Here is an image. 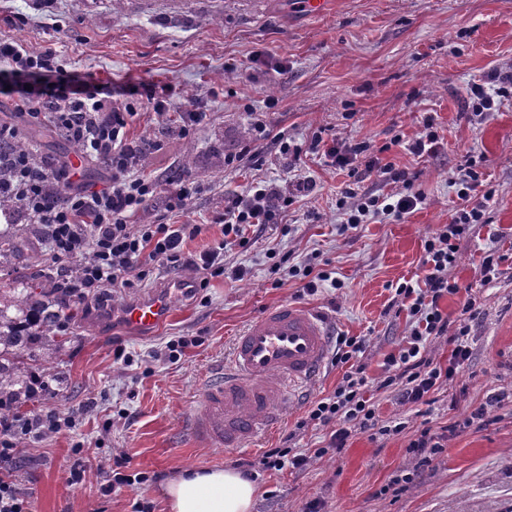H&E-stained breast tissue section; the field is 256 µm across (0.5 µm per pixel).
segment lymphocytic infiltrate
Returning a JSON list of instances; mask_svg holds the SVG:
<instances>
[{
	"mask_svg": "<svg viewBox=\"0 0 512 512\" xmlns=\"http://www.w3.org/2000/svg\"><path fill=\"white\" fill-rule=\"evenodd\" d=\"M0 63L10 69L9 77L0 80V97L13 100L16 111L30 119H50L59 134L111 175L107 185L95 190L75 181L68 163L47 161L31 149L14 154L0 151V199L14 203L26 223L44 226L53 259L77 266V274L65 281L64 287L67 296L80 304H87L97 289L129 285L145 256L161 266H184L213 277L224 275L225 249L245 246L249 229L261 230L276 223L293 203L292 196L270 185L252 184L225 206L220 240L200 254L186 252L185 242L201 233L200 225L133 223L157 194H165L168 211L181 212L194 192L190 176H182L163 190L142 172L140 160L155 144L133 136V104L118 105L111 85L59 65L56 52L50 49L33 53L18 41L0 40ZM467 99L474 114L497 109L504 100L512 99V73L489 72L484 82L469 85ZM278 144L281 155L291 160H299L302 152L308 151L323 156L331 166L348 170L351 181L338 200L342 229H354L378 217L398 221L423 202L408 172L367 159L366 144L330 143L319 133L304 148L284 137ZM374 173L392 184L391 193H358L357 184ZM493 196L492 190L485 189L482 202L459 208L450 223L426 241L421 283L405 281L395 289L396 296L409 303L412 329L406 346L386 357L388 375L383 384L398 385L404 403H430L435 392L453 382L470 356L467 326L450 330L439 302L459 292L458 283L450 276L458 260L459 242L471 225L485 223L487 203ZM442 336L452 346L444 366L427 356L428 343ZM337 344L335 361L347 368L343 380L334 392L312 402L307 411L310 421L332 428L325 447L313 453L318 457L331 449L342 450L353 427L365 428L375 420L374 405L367 396L369 382L363 367L356 363L366 349V339L341 336ZM61 427L60 418L51 411L24 419L1 416L0 466L12 465L18 433L39 438Z\"/></svg>",
	"mask_w": 512,
	"mask_h": 512,
	"instance_id": "1",
	"label": "lymphocytic infiltrate"
}]
</instances>
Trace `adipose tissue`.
<instances>
[{"label": "adipose tissue", "mask_w": 512, "mask_h": 512, "mask_svg": "<svg viewBox=\"0 0 512 512\" xmlns=\"http://www.w3.org/2000/svg\"><path fill=\"white\" fill-rule=\"evenodd\" d=\"M163 493L167 512H252L256 487L234 469L189 468Z\"/></svg>", "instance_id": "ef3b65f1"}]
</instances>
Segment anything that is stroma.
Listing matches in <instances>:
<instances>
[{
  "mask_svg": "<svg viewBox=\"0 0 512 512\" xmlns=\"http://www.w3.org/2000/svg\"><path fill=\"white\" fill-rule=\"evenodd\" d=\"M0 37L22 41L30 51H60L66 67L91 72L111 83L166 88L167 116L135 118L134 136L157 142L141 166L160 183L191 174L200 191L182 213L164 210V195L136 218L140 224H198L203 231L186 242L196 254L220 239L219 219L228 197L254 182L294 191L313 181L276 225L249 234L245 247L224 253L228 269L248 271L244 280L204 278L189 269L142 261L131 287L111 288L92 312L72 304L62 355H50L64 381L54 395L21 409L72 418L71 426L41 439L17 435L10 479L27 494L30 512H165L163 484L193 467H238L253 462L258 488L253 512H512V101L487 117L468 116L466 87L491 70H512V0H332L323 15L307 14L300 0H0ZM208 112L206 123L181 133L179 115L193 102ZM433 117L440 139L431 155L388 148L392 133L405 140ZM269 137L264 162L252 165L241 149L254 123ZM0 125L16 141L50 161L68 160L90 188L109 180L99 165L48 122L17 115L0 99ZM325 139L368 142L381 162L415 175L424 201L398 221L340 232L336 207L346 171L324 158L286 163L278 137L306 145L315 132ZM236 157L235 166L224 164ZM480 158L495 190L490 220L471 226L460 243L452 274L457 295L441 307L457 317L468 294L478 308L469 319L471 355L452 389L432 405L403 403L397 389L375 391L378 424L406 422L401 434L355 431L342 453L310 458L300 472L265 470L262 454L293 433L292 447H320L328 428L306 423L311 401L334 391L344 366L328 361L323 372L282 422L248 448L194 444L187 432L189 404L211 369L220 364L232 336L267 307L296 302L322 312L336 335L368 340L361 359L369 381L383 379L384 357L404 345L410 327L405 309L393 306L395 286L423 276V246L449 223L461 201L453 180L467 157ZM28 244L12 266L0 267V287L16 276L47 284L54 274L40 235L21 225ZM501 256L498 279L484 283L481 264ZM309 264L330 273L317 292L303 291L291 265ZM178 281L173 314L152 333L128 329L121 308L148 291ZM189 345L179 361L166 359L170 341ZM493 423L463 427L487 395ZM92 403L88 414L74 411ZM445 450L427 465L407 445L418 428L448 420ZM144 482L103 492L116 462ZM411 482L391 490L396 475Z\"/></svg>",
  "mask_w": 512,
  "mask_h": 512,
  "instance_id": "35a3bbf8",
  "label": "stroma"
}]
</instances>
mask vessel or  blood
Segmentation results:
<instances>
[{"mask_svg": "<svg viewBox=\"0 0 512 512\" xmlns=\"http://www.w3.org/2000/svg\"><path fill=\"white\" fill-rule=\"evenodd\" d=\"M178 284L150 290L122 310L132 328L153 330L172 309ZM327 318L284 302L265 311L235 336L224 362L203 379L189 428L197 442L245 448L280 421L289 401L323 368L331 345Z\"/></svg>", "mask_w": 512, "mask_h": 512, "instance_id": "1", "label": "vessel or blood"}]
</instances>
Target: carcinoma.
Wrapping results in <instances>:
<instances>
[{
  "label": "carcinoma",
  "mask_w": 512,
  "mask_h": 512,
  "mask_svg": "<svg viewBox=\"0 0 512 512\" xmlns=\"http://www.w3.org/2000/svg\"><path fill=\"white\" fill-rule=\"evenodd\" d=\"M19 247L20 239L0 229L1 265L18 256ZM70 309L63 291L37 292L22 277L0 289V414L15 416L39 395L31 384L36 372H43L50 384L57 382L41 349L51 346L56 354L65 349L62 324Z\"/></svg>",
  "instance_id": "obj_1"
}]
</instances>
